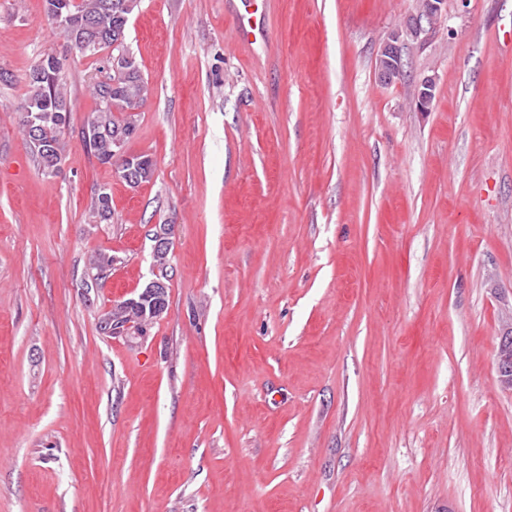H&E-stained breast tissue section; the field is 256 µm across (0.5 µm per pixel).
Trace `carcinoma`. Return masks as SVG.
Instances as JSON below:
<instances>
[{
	"label": "carcinoma",
	"instance_id": "carcinoma-1",
	"mask_svg": "<svg viewBox=\"0 0 512 512\" xmlns=\"http://www.w3.org/2000/svg\"><path fill=\"white\" fill-rule=\"evenodd\" d=\"M66 23L57 24L71 42L88 25L95 28L96 39L79 48L84 55L95 56L126 39L130 16L140 0H62ZM63 63L49 55L32 66L28 74V91L22 125L27 146L37 163L48 174L61 162V135L69 125L70 111L62 77ZM148 84L134 57H129L119 72L107 73L106 79L95 83L97 106L82 129V142L102 164L114 165L120 176L132 187L151 180L154 162L140 154L128 162L112 153V141H129L135 132V112L148 97ZM92 217L99 224L112 220V197L106 186L95 192ZM116 257L110 253L96 254L91 269L99 275L112 270Z\"/></svg>",
	"mask_w": 512,
	"mask_h": 512
}]
</instances>
